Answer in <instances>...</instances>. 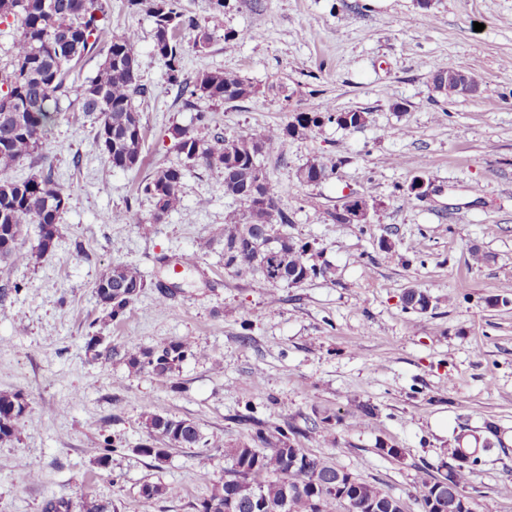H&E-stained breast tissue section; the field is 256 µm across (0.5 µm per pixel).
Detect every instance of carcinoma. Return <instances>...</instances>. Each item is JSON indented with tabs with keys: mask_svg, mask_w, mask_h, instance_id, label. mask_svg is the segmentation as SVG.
<instances>
[{
	"mask_svg": "<svg viewBox=\"0 0 512 512\" xmlns=\"http://www.w3.org/2000/svg\"><path fill=\"white\" fill-rule=\"evenodd\" d=\"M128 5L154 19V54L163 61L168 80L177 86L184 105L198 110L201 125H209L210 118L198 109V102L231 103L254 95L251 84L233 73L203 71L193 80L184 77L185 35L195 33L193 47L200 49L210 44L211 35L180 11L178 0H128ZM9 18L17 26L18 38L13 61L0 69V258L24 263L29 254L21 246L23 224L38 225L37 249L41 252L48 251L57 237L63 213L60 201L68 195L55 177L49 157L39 149L55 122L51 104L69 96L75 65L94 50L107 31L106 10L103 0H0V20ZM135 43L131 32L112 34L97 75L80 85L75 98L80 111L97 115L95 144L112 168L119 170L139 163L144 139L141 115L133 101L146 96L148 88L139 77ZM363 116L360 111L335 113L311 108L293 114L283 126L248 129L231 138L215 130L205 136L176 131L180 161L158 169L140 187L154 205L143 231L181 208L179 185L186 168L216 169L224 180V194L240 204L224 220V268L238 278L265 280V270L272 267L278 284L288 287L327 277L329 268L309 262L307 243L287 236L278 251L269 253L266 230L272 225L283 228L291 219L279 208V191L269 175L257 185L253 170L262 166L260 157L278 151L290 137H306L327 122L356 128L362 125ZM23 161L34 169L32 174L21 179L7 176L8 170ZM326 176L327 165L321 161L298 170V179L308 184ZM144 288V277L136 267L119 264L99 278L95 295L114 320ZM403 302L424 311L430 299L423 290L410 288ZM191 355L190 343L174 341L159 349L131 352L127 363L134 370L147 368L155 377L167 380ZM27 409L21 394H0V443L15 438L16 422ZM242 420L253 425L252 441L260 447L243 443L225 451L231 465L224 469V479L198 503L196 512H336L340 500L332 487L339 478L347 481V493L373 506L372 512H403L400 499L293 445V438L307 431L332 432L329 419L304 430L291 424L273 431L250 415ZM147 428L181 448H194L202 441L197 426L189 420L153 413ZM469 470V457L461 455L453 473L421 480L414 498L422 512H429L433 502L440 505L441 512H475L474 506L462 502Z\"/></svg>",
	"mask_w": 512,
	"mask_h": 512,
	"instance_id": "1",
	"label": "carcinoma"
}]
</instances>
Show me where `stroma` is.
<instances>
[{"instance_id":"35a3bbf8","label":"stroma","mask_w":512,"mask_h":512,"mask_svg":"<svg viewBox=\"0 0 512 512\" xmlns=\"http://www.w3.org/2000/svg\"><path fill=\"white\" fill-rule=\"evenodd\" d=\"M212 35L185 45L184 74L224 71L254 89L243 102L209 103L211 122L232 137L286 124L313 106L362 111L366 123L325 124L287 139L262 163L277 183L294 240L328 264L325 278L295 287L238 279L224 269L215 232L237 203L217 171L187 169L183 207L150 231L153 202L139 186L177 162L175 129H204L153 53L154 23L127 0H105L110 30L134 31L146 98L140 163L112 168L94 143L97 119L62 99L42 150L69 194L54 247L0 262V392L24 395L17 434L0 443V512H42L64 498L112 512H196L224 475L227 448L248 441L238 415L270 428L328 417L335 434L298 436L297 447L400 498L444 475L448 453H477L465 486L476 512H512V0H180ZM483 31H475V24ZM234 32V51L224 49ZM474 71L469 96L442 98L433 76ZM321 160L328 177L301 182ZM429 194L406 199L413 177ZM373 196L367 224H339L347 197ZM130 213L126 222L113 221ZM197 265L174 275L183 256ZM116 264L136 266L145 290L110 319L93 286ZM179 281L173 296L159 284ZM424 290L427 312L405 308ZM99 336L97 352L87 350ZM191 342L196 354L162 381L133 371L136 348ZM374 416L355 418L357 405ZM159 413L196 423L195 448L142 455ZM495 424L488 436L486 424ZM491 448H484V439ZM401 449L398 458L386 448ZM163 487L142 506L140 489Z\"/></svg>"}]
</instances>
